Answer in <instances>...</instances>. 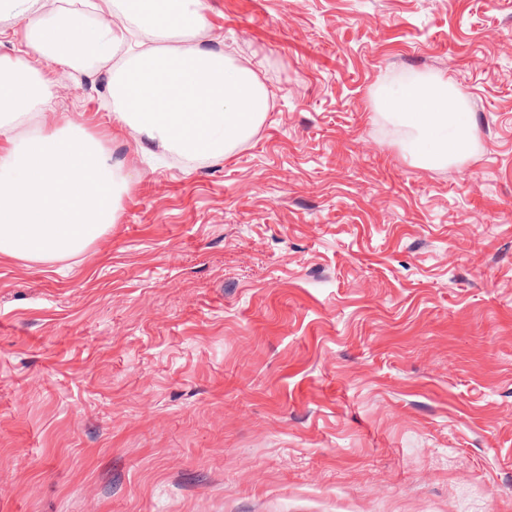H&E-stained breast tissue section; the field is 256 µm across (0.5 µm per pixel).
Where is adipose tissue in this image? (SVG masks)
<instances>
[{
  "label": "adipose tissue",
  "mask_w": 512,
  "mask_h": 512,
  "mask_svg": "<svg viewBox=\"0 0 512 512\" xmlns=\"http://www.w3.org/2000/svg\"><path fill=\"white\" fill-rule=\"evenodd\" d=\"M7 2L24 22L27 51L0 57V256L50 264L82 253L117 222L129 190L102 142L72 123L13 136L21 115L51 96L42 65L83 70L108 61L134 30L164 40L163 48L128 57L108 85L114 121L156 156H224L269 108L251 68L194 43L207 24L201 0H100L92 24L49 0ZM376 103L411 130V152L423 165L472 153L473 115L446 79L382 85Z\"/></svg>",
  "instance_id": "adipose-tissue-1"
}]
</instances>
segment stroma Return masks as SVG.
Segmentation results:
<instances>
[{"mask_svg":"<svg viewBox=\"0 0 512 512\" xmlns=\"http://www.w3.org/2000/svg\"><path fill=\"white\" fill-rule=\"evenodd\" d=\"M269 92L254 135L156 165L107 75L51 65L130 190L54 264L0 259V512H512V0H203ZM451 78L425 168L381 79Z\"/></svg>","mask_w":512,"mask_h":512,"instance_id":"35a3bbf8","label":"stroma"}]
</instances>
